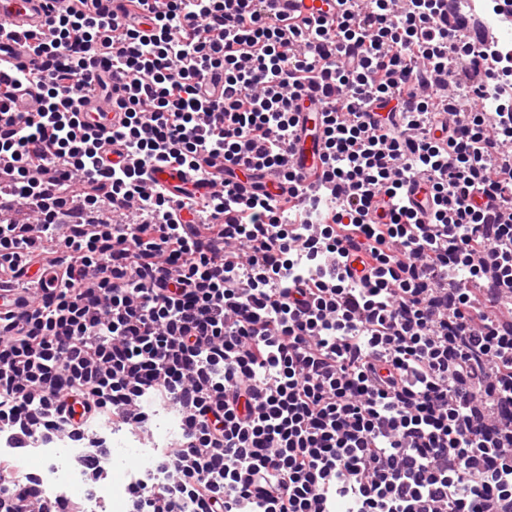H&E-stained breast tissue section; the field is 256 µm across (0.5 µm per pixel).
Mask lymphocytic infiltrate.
Here are the masks:
<instances>
[{"label": "lymphocytic infiltrate", "instance_id": "f902f5d3", "mask_svg": "<svg viewBox=\"0 0 512 512\" xmlns=\"http://www.w3.org/2000/svg\"><path fill=\"white\" fill-rule=\"evenodd\" d=\"M265 2L78 0L31 34L37 66L0 64V268L62 271L0 313L6 512L44 498L13 479L37 432L142 427L147 395L182 436L138 512H512V46L449 27V0ZM464 82L496 111L438 103ZM28 87L41 111L8 117ZM93 92L124 114L106 140ZM313 95L307 194L286 146ZM110 142L132 167L101 164ZM157 162L176 191L146 190ZM276 1V5L288 12V16L301 14V17L310 16L311 12H314L315 16L318 17L317 9L322 8L323 11L327 12V17L336 13V3L330 2L332 10L329 11L327 5L323 4L322 0H268ZM82 110L86 122L91 130L95 133H107L112 129L118 128L122 123L123 114L116 110L112 112H99L100 104L98 101L91 99L86 101Z\"/></svg>", "mask_w": 512, "mask_h": 512}]
</instances>
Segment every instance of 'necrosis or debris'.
Masks as SVG:
<instances>
[{
    "label": "necrosis or debris",
    "instance_id": "1",
    "mask_svg": "<svg viewBox=\"0 0 512 512\" xmlns=\"http://www.w3.org/2000/svg\"><path fill=\"white\" fill-rule=\"evenodd\" d=\"M149 424L125 428L103 420L75 435L57 426L42 431L27 452L23 480H35L48 498L84 504L85 512H135L127 495L132 482L170 485L174 475L158 467L155 457L173 447L181 420L173 408L151 409ZM97 461L96 471L84 466L86 457Z\"/></svg>",
    "mask_w": 512,
    "mask_h": 512
}]
</instances>
